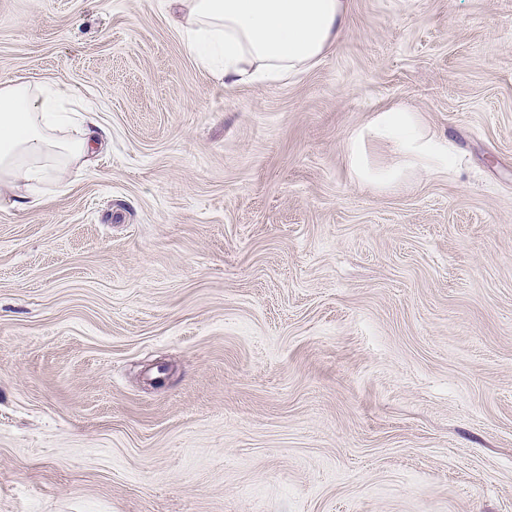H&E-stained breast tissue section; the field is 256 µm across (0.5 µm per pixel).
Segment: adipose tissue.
I'll return each instance as SVG.
<instances>
[{
	"label": "adipose tissue",
	"mask_w": 512,
	"mask_h": 512,
	"mask_svg": "<svg viewBox=\"0 0 512 512\" xmlns=\"http://www.w3.org/2000/svg\"><path fill=\"white\" fill-rule=\"evenodd\" d=\"M185 16L181 39L186 53L227 86L276 82L321 61L333 47L346 15V0H173ZM59 84L0 81V188L20 183L32 205L42 188L66 166L88 155L96 140L87 112L63 113L73 98ZM394 142L396 167L370 164L364 144ZM354 183L386 189L414 171L452 169L451 144L426 133L412 109L392 104L374 111L365 127L346 138Z\"/></svg>",
	"instance_id": "obj_1"
}]
</instances>
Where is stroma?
Segmentation results:
<instances>
[{
    "label": "stroma",
    "mask_w": 512,
    "mask_h": 512,
    "mask_svg": "<svg viewBox=\"0 0 512 512\" xmlns=\"http://www.w3.org/2000/svg\"><path fill=\"white\" fill-rule=\"evenodd\" d=\"M227 87L167 0H0L96 155L0 206V512H512V0H346ZM402 104L454 172L354 184Z\"/></svg>",
    "instance_id": "obj_1"
}]
</instances>
